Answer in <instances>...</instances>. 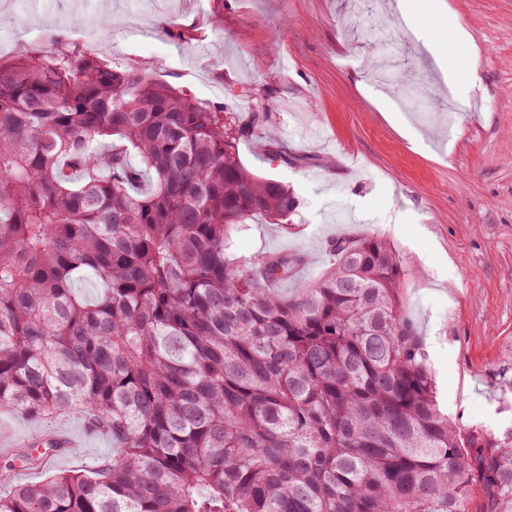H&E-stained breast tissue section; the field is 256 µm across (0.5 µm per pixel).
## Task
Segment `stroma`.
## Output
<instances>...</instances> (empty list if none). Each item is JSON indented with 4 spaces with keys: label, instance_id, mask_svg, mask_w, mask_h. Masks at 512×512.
I'll return each instance as SVG.
<instances>
[{
    "label": "stroma",
    "instance_id": "35a3bbf8",
    "mask_svg": "<svg viewBox=\"0 0 512 512\" xmlns=\"http://www.w3.org/2000/svg\"><path fill=\"white\" fill-rule=\"evenodd\" d=\"M394 2L376 10L397 48L384 89L369 74L387 46L367 36L356 0H0V62L76 46L110 65H145L245 121L263 101L268 121L240 140L239 155L290 186L298 214L286 227L254 220L235 234L237 254L301 252L298 280L311 283L334 240H387L441 408L461 429L499 436L512 430V0H444L443 12L413 0L421 39ZM452 20L471 42L453 43ZM428 41L449 44L445 69ZM471 52L474 79L456 63ZM64 430L79 448L44 460L33 481L111 456V438L89 431L86 412L0 410V470L33 437Z\"/></svg>",
    "mask_w": 512,
    "mask_h": 512
}]
</instances>
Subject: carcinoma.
<instances>
[{"label":"carcinoma","instance_id":"carcinoma-1","mask_svg":"<svg viewBox=\"0 0 512 512\" xmlns=\"http://www.w3.org/2000/svg\"><path fill=\"white\" fill-rule=\"evenodd\" d=\"M265 121L65 45L0 64V409L112 439L82 471L1 472L0 512H512V431L440 408L387 241H334L288 293L302 254L233 255L296 214L239 156Z\"/></svg>","mask_w":512,"mask_h":512}]
</instances>
